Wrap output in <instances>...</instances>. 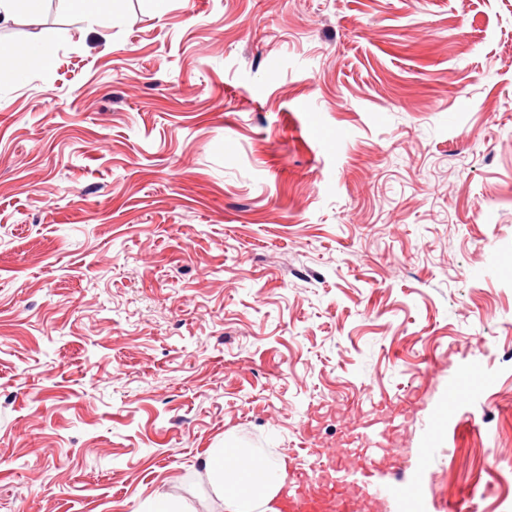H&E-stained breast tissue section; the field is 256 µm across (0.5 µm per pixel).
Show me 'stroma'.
<instances>
[{"label": "stroma", "instance_id": "stroma-1", "mask_svg": "<svg viewBox=\"0 0 512 512\" xmlns=\"http://www.w3.org/2000/svg\"><path fill=\"white\" fill-rule=\"evenodd\" d=\"M32 42L53 70L0 91V512H218L209 449L293 466L400 389L422 512H512V0L60 4L0 66ZM76 15L93 22L111 16L117 10L120 0H64ZM476 367V361L463 359L458 361L448 373V398H452L464 381ZM188 509L182 502L170 499L165 492L156 491L135 512H191Z\"/></svg>", "mask_w": 512, "mask_h": 512}]
</instances>
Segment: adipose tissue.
Returning <instances> with one entry per match:
<instances>
[{
  "instance_id": "ef3b65f1",
  "label": "adipose tissue",
  "mask_w": 512,
  "mask_h": 512,
  "mask_svg": "<svg viewBox=\"0 0 512 512\" xmlns=\"http://www.w3.org/2000/svg\"><path fill=\"white\" fill-rule=\"evenodd\" d=\"M54 57L43 47L28 44L13 54L9 67L0 68V87L13 86L17 78L50 71ZM250 449L223 447L209 449L202 463L215 496L223 503V512H277L274 503L280 495L285 464L265 465L266 478L261 489L250 485L247 467L256 463Z\"/></svg>"
}]
</instances>
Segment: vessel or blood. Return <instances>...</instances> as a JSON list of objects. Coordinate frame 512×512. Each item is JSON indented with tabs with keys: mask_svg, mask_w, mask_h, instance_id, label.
<instances>
[{
	"mask_svg": "<svg viewBox=\"0 0 512 512\" xmlns=\"http://www.w3.org/2000/svg\"><path fill=\"white\" fill-rule=\"evenodd\" d=\"M410 405L400 395L370 400L354 440L336 450L306 449L278 512H387L390 502L402 500L407 487L392 438Z\"/></svg>",
	"mask_w": 512,
	"mask_h": 512,
	"instance_id": "vessel-or-blood-1",
	"label": "vessel or blood"
}]
</instances>
